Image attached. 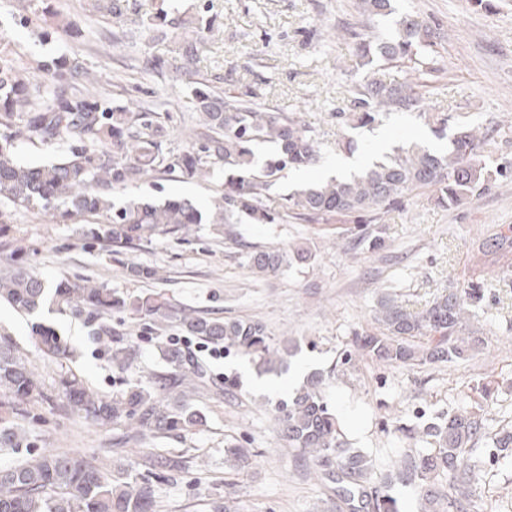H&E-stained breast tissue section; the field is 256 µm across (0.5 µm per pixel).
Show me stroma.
Here are the masks:
<instances>
[{
    "instance_id": "stroma-1",
    "label": "stroma",
    "mask_w": 512,
    "mask_h": 512,
    "mask_svg": "<svg viewBox=\"0 0 512 512\" xmlns=\"http://www.w3.org/2000/svg\"><path fill=\"white\" fill-rule=\"evenodd\" d=\"M95 0H32L35 9L59 10L84 31L80 40L64 33L43 39L42 22L20 25V0H0V49L12 51L25 69L61 54H77L105 91L121 103L157 99L171 102L164 120L166 140L185 144L184 117L192 108L189 85L172 80L169 70H145L143 58L167 57L171 40L143 29L139 18L162 0H128L124 24L129 38L112 51L100 38L112 32L110 17L98 13ZM180 13L207 9L212 21L198 41L196 77L231 95L255 97L270 109L297 113L320 141L321 159L310 178L335 166L345 152L336 144V115L351 108L350 88L365 74L352 32H388L389 23L372 26L359 0H177ZM398 12L425 19L437 33L433 65L436 77L424 88L418 109L391 112L374 129H357L355 157L376 153L378 140L390 147L414 141L447 150L423 118L442 112L450 125L471 123L483 131L479 155L489 166L512 163V0H395ZM224 186V170L215 167L204 181L173 174L129 185L125 197H175L206 208ZM386 245L372 252L356 230L337 236L332 224L289 219L285 224H228L223 236L211 225L195 224L183 238L155 234L127 254V261L156 270L155 279L131 278L125 263L109 248L88 246L82 225L52 224L26 210L12 212L0 224V265L13 259L46 281L88 277L124 296L163 295L175 314L189 311L215 318L262 321L274 343L295 341L296 351L278 367L264 371L255 361L230 353L211 357L203 340L184 336L174 316L155 320L129 311L113 313L112 335L100 336L84 319L44 307L36 318L0 304V337H8L34 369L38 390L21 407L6 406L0 393V417L24 415L37 450L75 452L111 473L149 453L179 455L183 469L159 487V512H209L222 499L225 482L243 488L248 512H321L324 490L308 460L295 458L278 433L274 404L291 396L308 376L327 373V400L345 425L353 447L389 474L416 447L403 427L420 428L424 418L473 404L474 385L490 383L486 413L490 432L512 429V260L493 263L484 277L486 300L469 325L484 340L483 350L453 363L407 367L361 358L338 366L339 354L356 330L375 329V306L385 293L420 310L448 286L470 280L472 256L480 240L504 224L512 225V179L497 180L485 193L456 207L442 205L435 189L406 195L402 207L378 220ZM302 244L313 253L310 264L259 277L248 265L256 247L289 250ZM54 328L71 346L72 361L37 354L31 325ZM168 341L189 346L208 367L206 386L187 390L201 425L168 437L126 439L125 428L100 426L58 404V380L74 369L96 390L109 395L118 377L147 381L166 364L160 351ZM130 348L125 373L112 367V351ZM236 377V394L224 393L225 376ZM254 449L248 470L224 459L227 444ZM485 512H512V466L486 467L479 485Z\"/></svg>"
}]
</instances>
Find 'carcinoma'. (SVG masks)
I'll return each instance as SVG.
<instances>
[{
  "label": "carcinoma",
  "mask_w": 512,
  "mask_h": 512,
  "mask_svg": "<svg viewBox=\"0 0 512 512\" xmlns=\"http://www.w3.org/2000/svg\"><path fill=\"white\" fill-rule=\"evenodd\" d=\"M371 19L394 13L392 0H361ZM105 13L121 24L127 0H103ZM169 12L144 13L142 25L165 37L176 23ZM47 28H63L74 39L82 32L67 17L49 15ZM431 26L412 14L395 20L390 36L356 44L361 65L375 61L407 68L427 77L435 52ZM195 47L187 41L167 58L155 57L146 65L168 68L176 80L192 79ZM43 83L34 84L19 69L12 53L0 50V125L12 129L0 140V201L57 222L91 225L87 237L108 244L113 252L131 248L156 233L176 235L193 224H210L220 234L226 224H279L304 217L329 224L344 217H362L368 224L378 211L400 203L406 193L435 187L439 200L456 206L490 189V175L477 159L480 137L471 125H458L448 152L410 144L393 149L382 162L373 161L349 177H331L307 186L276 204L270 188L285 171L309 167L320 159L315 131L295 112L265 108L251 99L227 95L199 83L192 103L201 131L175 153L169 149L163 126L154 120L157 105L146 100L135 107L118 103L92 87L90 73L79 58L61 55L37 65ZM421 82H384L367 78L351 90L350 112L336 113L337 136L344 131L371 127L391 111H411L419 106ZM439 138L446 135L448 118L421 112ZM68 142L67 151L46 164H26L16 159L19 143L54 146ZM216 166L224 167V189L203 212L190 202L174 198L114 197L130 183L179 173L205 178ZM512 255V226L499 228L479 243L475 266L485 267L488 257ZM309 249L287 254L278 248L254 250L252 271L276 275L294 265H307ZM484 297L480 281L450 288L414 311L396 298L378 301L375 320L379 332L354 331L351 345L340 353V364L351 366L359 357L385 364H432L463 360L479 350L484 340L468 330L467 321ZM16 311L33 315L49 303L72 316L98 322L97 334L111 332L106 320L114 309L147 315L165 314L169 304L161 297L132 301L112 293L88 277L62 278L49 284L21 265L0 275V300ZM182 332L210 343L224 344L264 365L292 353L294 345H275L266 326L255 319L220 321L184 314ZM34 347L58 361L73 356L68 344L42 323L32 324ZM171 370L152 374V386L129 385L108 396L91 389L78 373L69 370L59 379L64 409L101 426L128 424L154 435L185 432L202 422L201 413L186 404H165L170 395H183L187 384L209 380L199 359L173 345L163 352ZM325 375L315 373L292 397L275 404L283 439L296 455L310 461L326 492V505L337 512H400L391 483L372 478L367 455L349 447L336 412L323 396ZM0 386L9 397L24 401L37 381L30 366L10 346L0 345ZM408 433L430 444L413 448L399 472L401 482L414 486L421 499L420 512H483L477 494L483 467L512 465V431L487 436L482 413L457 408ZM486 441L483 458L476 460L475 445ZM31 447L29 433L0 421V448ZM182 469V461L158 456L148 469L134 474L121 468L112 476L86 458L70 452L44 451L30 459L0 467V512H155L160 482ZM212 512H241L238 491L224 493Z\"/></svg>",
  "instance_id": "carcinoma-1"
}]
</instances>
